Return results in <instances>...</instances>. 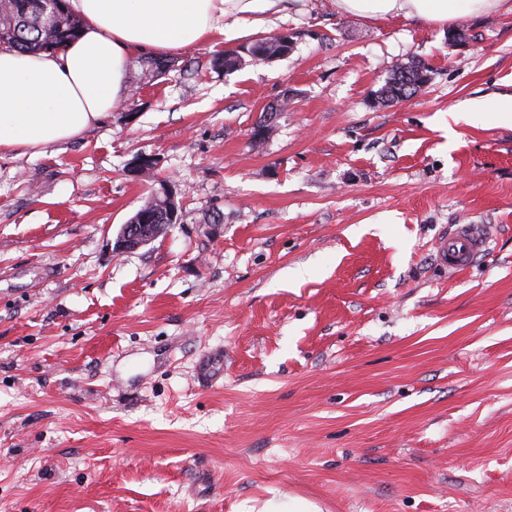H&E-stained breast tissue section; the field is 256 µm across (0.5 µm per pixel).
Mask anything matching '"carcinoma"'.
<instances>
[{
    "instance_id": "1",
    "label": "carcinoma",
    "mask_w": 512,
    "mask_h": 512,
    "mask_svg": "<svg viewBox=\"0 0 512 512\" xmlns=\"http://www.w3.org/2000/svg\"><path fill=\"white\" fill-rule=\"evenodd\" d=\"M0 0V44L22 52L60 47L79 37L80 19L66 6V0ZM293 50L290 37L272 36L254 43L247 53L255 62L285 56ZM430 68L421 60H410L392 70L378 91L380 105L394 103L401 96L418 94L428 82Z\"/></svg>"
}]
</instances>
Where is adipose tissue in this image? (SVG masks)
Here are the masks:
<instances>
[{
    "instance_id": "ef3b65f1",
    "label": "adipose tissue",
    "mask_w": 512,
    "mask_h": 512,
    "mask_svg": "<svg viewBox=\"0 0 512 512\" xmlns=\"http://www.w3.org/2000/svg\"><path fill=\"white\" fill-rule=\"evenodd\" d=\"M287 0H67L83 23L67 46L37 55L0 45V152L25 153L81 136L125 99L128 67L139 54L170 55L246 22ZM342 13L402 16L445 25L487 14L512 0H336Z\"/></svg>"
}]
</instances>
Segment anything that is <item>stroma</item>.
<instances>
[{"label": "stroma", "instance_id": "1", "mask_svg": "<svg viewBox=\"0 0 512 512\" xmlns=\"http://www.w3.org/2000/svg\"><path fill=\"white\" fill-rule=\"evenodd\" d=\"M260 17L0 154V512H512V13ZM280 33L287 56L212 65ZM412 58L424 92L379 106ZM165 185L177 224L116 253ZM457 224L492 239L452 273Z\"/></svg>", "mask_w": 512, "mask_h": 512}]
</instances>
